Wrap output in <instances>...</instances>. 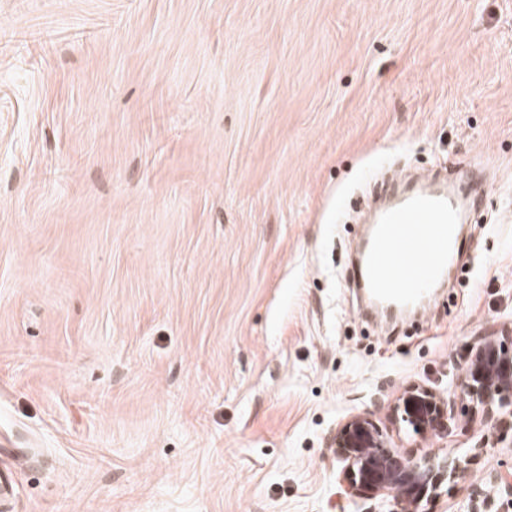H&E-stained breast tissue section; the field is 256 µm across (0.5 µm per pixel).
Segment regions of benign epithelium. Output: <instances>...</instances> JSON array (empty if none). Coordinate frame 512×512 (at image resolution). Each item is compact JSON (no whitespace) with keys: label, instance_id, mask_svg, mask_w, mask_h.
<instances>
[{"label":"benign epithelium","instance_id":"7a95c632","mask_svg":"<svg viewBox=\"0 0 512 512\" xmlns=\"http://www.w3.org/2000/svg\"><path fill=\"white\" fill-rule=\"evenodd\" d=\"M460 386L471 410L493 421L499 440L512 437V336L479 337L461 369ZM389 420L416 435L444 438L457 424L455 399L410 383L390 406ZM330 448L343 463L339 484L345 499L355 503L392 495L398 512H419L425 495L438 496L442 482L464 470L462 461L447 453L402 454L369 413L343 423Z\"/></svg>","mask_w":512,"mask_h":512}]
</instances>
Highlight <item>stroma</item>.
Segmentation results:
<instances>
[{
    "instance_id": "1",
    "label": "stroma",
    "mask_w": 512,
    "mask_h": 512,
    "mask_svg": "<svg viewBox=\"0 0 512 512\" xmlns=\"http://www.w3.org/2000/svg\"><path fill=\"white\" fill-rule=\"evenodd\" d=\"M411 164L480 197L417 319L353 282L359 192ZM512 328V0H0V512H350L337 427L392 425Z\"/></svg>"
}]
</instances>
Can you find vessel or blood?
Masks as SVG:
<instances>
[{
    "mask_svg": "<svg viewBox=\"0 0 512 512\" xmlns=\"http://www.w3.org/2000/svg\"><path fill=\"white\" fill-rule=\"evenodd\" d=\"M463 222L459 195L447 185L422 179L377 214L355 269L359 287L387 308L425 301L465 245Z\"/></svg>",
    "mask_w": 512,
    "mask_h": 512,
    "instance_id": "1",
    "label": "vessel or blood"
}]
</instances>
